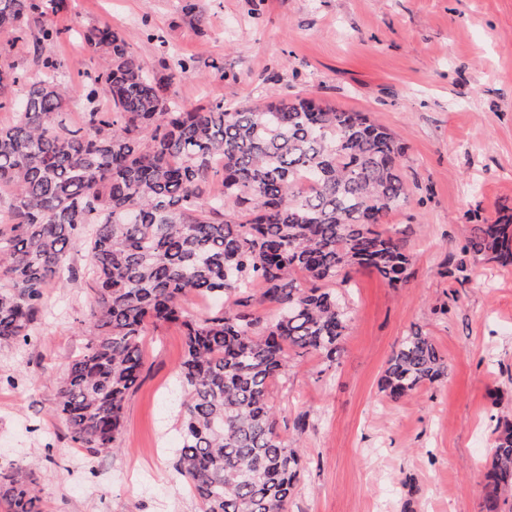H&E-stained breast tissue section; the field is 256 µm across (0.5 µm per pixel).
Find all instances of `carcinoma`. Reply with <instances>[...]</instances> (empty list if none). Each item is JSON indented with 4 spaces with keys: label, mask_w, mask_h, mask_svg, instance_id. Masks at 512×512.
<instances>
[{
    "label": "carcinoma",
    "mask_w": 512,
    "mask_h": 512,
    "mask_svg": "<svg viewBox=\"0 0 512 512\" xmlns=\"http://www.w3.org/2000/svg\"><path fill=\"white\" fill-rule=\"evenodd\" d=\"M64 0H0V344L28 345L45 294L89 257V339L58 383L56 414L77 448L117 450L125 404L142 375L148 323L178 322L182 444L176 464L202 512H288L301 470L277 432L271 383L291 354L336 364L348 316L332 285L351 269L396 287L409 255L383 227L410 196L400 138L361 112L312 98L184 109L167 78L144 67L120 32H80L101 60L81 122L67 117L61 64L31 74L15 49L61 38L43 19ZM221 180L222 194L210 184ZM465 250L512 263V217L476 224ZM219 301L203 317L194 298ZM446 364L416 330L386 363L382 386L399 400L436 382ZM479 512H506L512 421L497 424L482 460ZM7 512H41L26 472L0 471Z\"/></svg>",
    "instance_id": "cac0c4a2"
}]
</instances>
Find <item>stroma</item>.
Listing matches in <instances>:
<instances>
[{
  "label": "stroma",
  "instance_id": "obj_1",
  "mask_svg": "<svg viewBox=\"0 0 512 512\" xmlns=\"http://www.w3.org/2000/svg\"><path fill=\"white\" fill-rule=\"evenodd\" d=\"M55 22L65 33L42 54L69 77L74 121L98 66L77 22L119 30L187 107L312 97L399 135L412 195L389 221L411 256L407 282L353 270L335 367L295 356L270 387L302 462L289 512H479L480 460L512 421V265L463 246L473 225L512 214V0H68ZM178 58L189 69L175 71ZM46 302L31 345H0V466L32 470L43 512H200L174 468L181 328L149 326L120 449L93 457L54 411L87 342L86 278L51 285ZM417 329L448 370L395 401L380 379Z\"/></svg>",
  "mask_w": 512,
  "mask_h": 512
}]
</instances>
